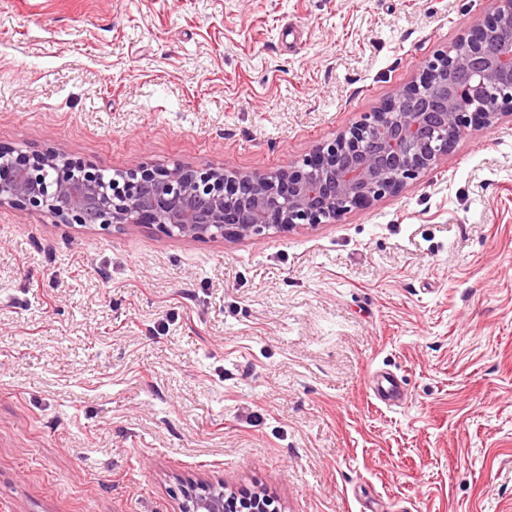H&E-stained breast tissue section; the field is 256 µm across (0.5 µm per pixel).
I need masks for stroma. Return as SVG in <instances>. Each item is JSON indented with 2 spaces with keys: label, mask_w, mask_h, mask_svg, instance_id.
<instances>
[{
  "label": "stroma",
  "mask_w": 512,
  "mask_h": 512,
  "mask_svg": "<svg viewBox=\"0 0 512 512\" xmlns=\"http://www.w3.org/2000/svg\"><path fill=\"white\" fill-rule=\"evenodd\" d=\"M490 8L0 0V146L276 171ZM201 481L278 512H512V115L315 229L0 209V512H179ZM373 391L378 400L387 404L402 403L399 382L389 374H377L372 380Z\"/></svg>",
  "instance_id": "35a3bbf8"
}]
</instances>
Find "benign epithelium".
Instances as JSON below:
<instances>
[{
  "instance_id": "7a95c632",
  "label": "benign epithelium",
  "mask_w": 512,
  "mask_h": 512,
  "mask_svg": "<svg viewBox=\"0 0 512 512\" xmlns=\"http://www.w3.org/2000/svg\"><path fill=\"white\" fill-rule=\"evenodd\" d=\"M378 110L277 172L136 165L107 179L56 149L0 148V208L32 207L59 224L152 226L194 241L315 228L366 209L433 168L471 125L512 112V0H493ZM224 486L201 483L181 512H224Z\"/></svg>"
}]
</instances>
